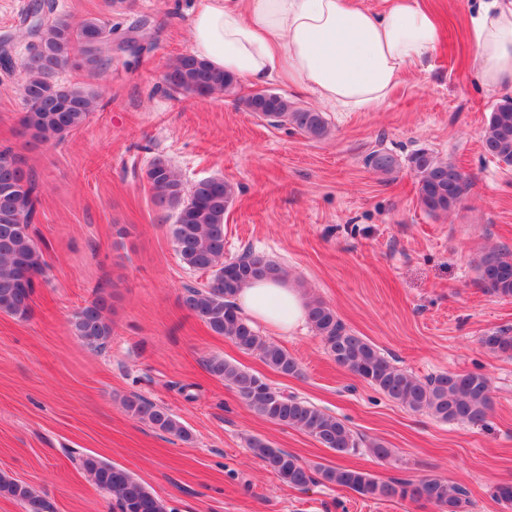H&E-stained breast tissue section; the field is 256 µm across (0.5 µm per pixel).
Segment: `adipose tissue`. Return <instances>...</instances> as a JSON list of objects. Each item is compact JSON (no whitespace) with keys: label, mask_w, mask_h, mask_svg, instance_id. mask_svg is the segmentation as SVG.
Wrapping results in <instances>:
<instances>
[{"label":"adipose tissue","mask_w":512,"mask_h":512,"mask_svg":"<svg viewBox=\"0 0 512 512\" xmlns=\"http://www.w3.org/2000/svg\"><path fill=\"white\" fill-rule=\"evenodd\" d=\"M192 52L254 85H298L346 112L380 106L411 65L421 66L441 39L420 0H385L371 12L353 0H194ZM469 40L482 83L512 91V0H478ZM241 313L280 332L306 320L307 297L280 279L250 283Z\"/></svg>","instance_id":"1"}]
</instances>
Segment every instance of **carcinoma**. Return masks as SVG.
Segmentation results:
<instances>
[{"mask_svg":"<svg viewBox=\"0 0 512 512\" xmlns=\"http://www.w3.org/2000/svg\"><path fill=\"white\" fill-rule=\"evenodd\" d=\"M23 24L29 42L27 53L20 59L24 69L20 135L36 143L59 144L89 122L102 94L90 86L61 84L57 74L73 67L105 76L111 58L103 54L101 42L111 39L116 28L97 16L74 21L61 15L56 0H39ZM164 83L176 94L207 98L230 91L236 79L191 54H182L169 64ZM245 105L264 118L274 114L273 124L290 125L312 139H321L329 132L322 113L299 108L279 93L268 97L253 94ZM479 137L486 155L512 166V99L506 98L494 108ZM365 163L388 175L400 167L399 160L383 150L369 153ZM408 163L417 183L419 203L429 215H444L466 200L471 179L453 162L420 149L410 155ZM146 181L153 204L173 213L174 250L182 266L210 275L202 288L185 287L183 306L212 333L230 338L245 353L257 354L271 370L284 376L300 375L296 358L281 345L260 336L234 303L247 284L275 279L284 270L260 252L248 250L239 258H224V216L233 201L232 185L222 178L208 177L187 187L163 155L151 161ZM39 202V183L25 156L9 146L1 147L0 314L29 318L35 288L47 280L46 253L33 231ZM476 269L488 292L512 298V250L501 247L485 251ZM107 307L106 299L97 295L71 315L72 333L93 349L104 348L112 336ZM307 320L337 365L412 412H425L443 422L477 424L485 421L492 409L491 382L484 374L442 372L421 379L395 366L374 344L347 329L336 311L318 298L309 301ZM480 343L493 355L512 357L509 328L485 334ZM205 367L224 379L265 420L302 431L337 454H348L359 446L357 435L344 420L274 389L262 377L218 357L207 360ZM123 405L133 417L159 432L182 440L190 437L163 405L135 394L125 398ZM248 448L282 484L293 489L303 491L319 481L371 499L408 498L431 505L437 512H468L470 506L467 491L443 478L426 477L416 483L384 481L363 469L342 465H318L312 471L295 455L263 439H250ZM80 467L98 489L115 497L119 512H168L165 502L125 468L93 455L81 457ZM0 496L16 501L23 512H51V504L35 488L3 472Z\"/></svg>","mask_w":512,"mask_h":512,"instance_id":"cac0c4a2","label":"carcinoma"}]
</instances>
